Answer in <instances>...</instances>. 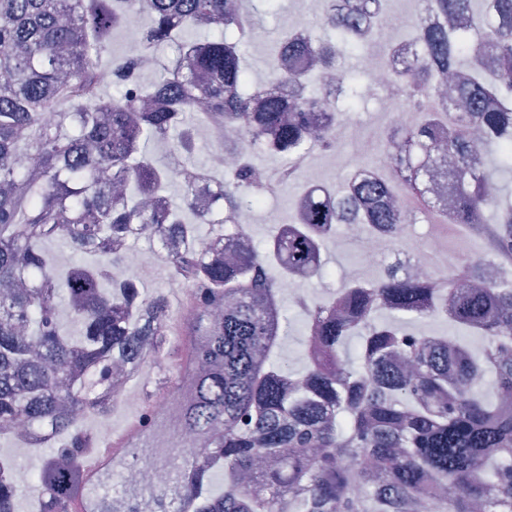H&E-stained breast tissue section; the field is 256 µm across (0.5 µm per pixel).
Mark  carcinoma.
<instances>
[{
  "label": "carcinoma",
  "mask_w": 512,
  "mask_h": 512,
  "mask_svg": "<svg viewBox=\"0 0 512 512\" xmlns=\"http://www.w3.org/2000/svg\"><path fill=\"white\" fill-rule=\"evenodd\" d=\"M425 2L414 29L423 51L413 78L394 86L421 118L387 136L385 167L420 197L421 214L466 228L483 256L512 266V199L489 196L492 173L471 163L480 153L512 170V0ZM138 9L149 19L151 76L117 60L103 94L101 59L127 0H0V435L18 422L54 430L30 472L39 512H512V288L488 278L483 256L448 267L440 288L391 264L374 282L354 278L326 299L293 302L306 360L294 371L276 359L289 326L278 271L321 278L326 239L345 225L397 238L417 215L397 214L380 179L306 192L288 233L262 247L225 222L264 204L257 157H279L284 183L301 190L298 149L332 150L333 126L366 103L345 70L328 112H306L318 88L305 64L326 70L374 38L375 27L361 28L360 0L323 20L325 40L288 29L273 41L269 66L281 77L262 100L247 92L239 49L258 29L250 0H138ZM166 47L191 51L192 68L173 76ZM448 73L444 94L464 113L447 126L428 102ZM197 121L259 147L223 177L210 213L197 212L193 186L208 160L180 164L183 195L159 210L151 202L170 179L148 149L192 157ZM217 224L227 256L209 262ZM141 235L171 245L165 258L194 306L180 337L168 330L167 292L112 273ZM185 237L194 248L179 249ZM48 243L72 263L57 270ZM62 305L76 337L62 328ZM426 319L483 337L482 354L451 334L398 326ZM354 338L355 362L343 355ZM149 353L183 358L179 375L159 379L173 411L145 414L142 448L93 478L82 468L95 446L83 413L99 406L102 387L123 388L113 360ZM187 440L224 469L223 490L182 451ZM145 465L166 472L164 485L126 493L124 472ZM13 469L0 457V512H17Z\"/></svg>",
  "instance_id": "obj_1"
}]
</instances>
